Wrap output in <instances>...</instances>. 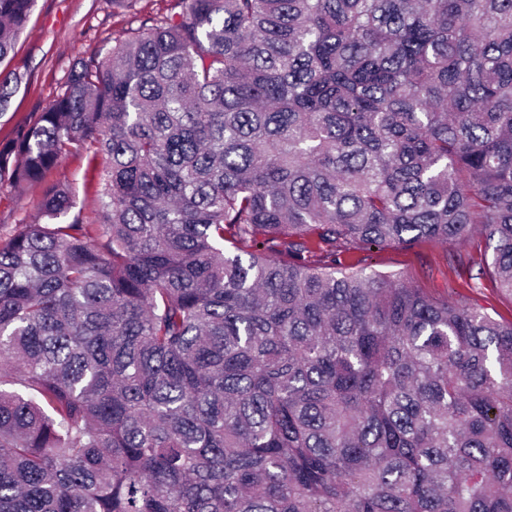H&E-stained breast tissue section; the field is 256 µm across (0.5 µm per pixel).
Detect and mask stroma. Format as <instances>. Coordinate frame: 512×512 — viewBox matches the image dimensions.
<instances>
[{"label":"stroma","mask_w":512,"mask_h":512,"mask_svg":"<svg viewBox=\"0 0 512 512\" xmlns=\"http://www.w3.org/2000/svg\"><path fill=\"white\" fill-rule=\"evenodd\" d=\"M179 10L178 0H132L125 8L113 7L110 0H37L14 53L0 62V68L24 75L8 112L0 117V145L9 143L18 126L55 98L75 57L104 56L128 28ZM53 177L72 188L78 208L87 217H95L97 170L69 157L60 161ZM490 253L477 231L460 249L429 240L381 249L343 248L336 253V264L346 270L395 274L432 299L461 301L495 319L511 321L512 296L479 273Z\"/></svg>","instance_id":"1"}]
</instances>
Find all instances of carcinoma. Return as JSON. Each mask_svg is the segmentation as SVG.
I'll return each mask as SVG.
<instances>
[{"instance_id":"1","label":"carcinoma","mask_w":512,"mask_h":512,"mask_svg":"<svg viewBox=\"0 0 512 512\" xmlns=\"http://www.w3.org/2000/svg\"><path fill=\"white\" fill-rule=\"evenodd\" d=\"M179 4L0 147V512H512V321L336 268L479 224L512 295V0ZM87 165L86 160L65 158L60 161L50 179L65 181L73 190L77 203L76 209H82L90 219H94L99 208L96 195L98 171ZM41 187L29 188L20 198L9 192L0 190V224H15L21 219L32 221L39 213Z\"/></svg>"}]
</instances>
